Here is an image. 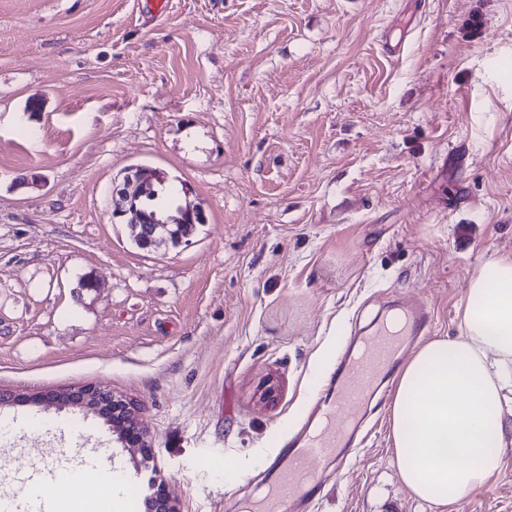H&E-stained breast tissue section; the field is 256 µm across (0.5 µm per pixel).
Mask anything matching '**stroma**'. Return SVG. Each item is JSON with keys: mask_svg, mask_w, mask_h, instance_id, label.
<instances>
[{"mask_svg": "<svg viewBox=\"0 0 512 512\" xmlns=\"http://www.w3.org/2000/svg\"><path fill=\"white\" fill-rule=\"evenodd\" d=\"M136 165L190 189L188 244L143 249L113 221ZM501 256L512 0H0V391L113 392L151 444L88 408L0 405L18 512L20 486L68 470L83 508L136 471L120 512L161 493L240 512L352 330L405 293L431 306L430 338L459 335ZM395 388L308 512H433L394 464ZM451 512H512V447Z\"/></svg>", "mask_w": 512, "mask_h": 512, "instance_id": "1", "label": "stroma"}]
</instances>
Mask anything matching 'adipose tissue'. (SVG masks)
Here are the masks:
<instances>
[{
    "label": "adipose tissue",
    "mask_w": 512,
    "mask_h": 512,
    "mask_svg": "<svg viewBox=\"0 0 512 512\" xmlns=\"http://www.w3.org/2000/svg\"><path fill=\"white\" fill-rule=\"evenodd\" d=\"M459 327L401 366L390 407L401 478L439 512L492 482L512 447V257L472 277Z\"/></svg>",
    "instance_id": "adipose-tissue-1"
}]
</instances>
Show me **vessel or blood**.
Masks as SVG:
<instances>
[{"mask_svg": "<svg viewBox=\"0 0 512 512\" xmlns=\"http://www.w3.org/2000/svg\"><path fill=\"white\" fill-rule=\"evenodd\" d=\"M409 337L383 329L352 343L334 378L312 397L310 422L262 477L268 492L256 512H306L320 484L319 462L340 463L360 444L363 407L381 388L409 338L428 335L433 315L423 302L402 299Z\"/></svg>", "mask_w": 512, "mask_h": 512, "instance_id": "1", "label": "vessel or blood"}]
</instances>
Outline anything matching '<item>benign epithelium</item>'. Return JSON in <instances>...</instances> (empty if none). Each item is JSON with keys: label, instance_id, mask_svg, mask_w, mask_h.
I'll list each match as a JSON object with an SVG mask.
<instances>
[{"label": "benign epithelium", "instance_id": "1", "mask_svg": "<svg viewBox=\"0 0 512 512\" xmlns=\"http://www.w3.org/2000/svg\"><path fill=\"white\" fill-rule=\"evenodd\" d=\"M155 180L156 172L150 168L129 169L125 179L112 186V196L118 201V207L113 211L112 218H121L125 224L137 225L141 228V233L151 240L158 231L166 228L169 224L177 222L185 224L197 217L200 219L204 217L202 209L192 204L182 207L180 216L176 219L163 220L156 215L138 212L134 206V199L152 192ZM102 395H104V391L93 386L67 389L56 392L48 398L38 394L0 391V404L21 402L42 406L48 399L54 403L64 400L73 406H87L98 411L100 410L98 402ZM112 430L113 433L121 437L128 433L135 434L136 439L130 441V444L134 445L143 455L149 452L146 432L141 426L134 404L116 395L112 396Z\"/></svg>", "mask_w": 512, "mask_h": 512}]
</instances>
